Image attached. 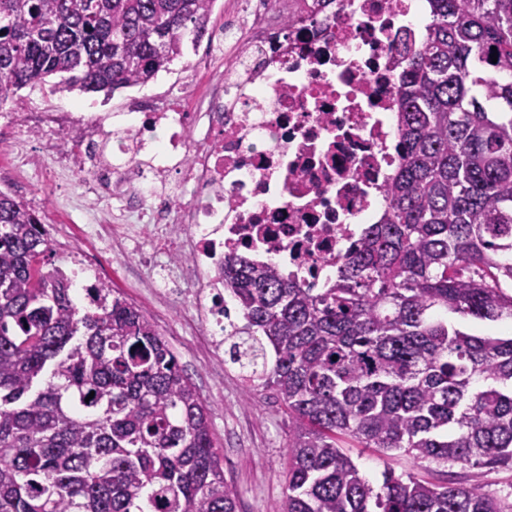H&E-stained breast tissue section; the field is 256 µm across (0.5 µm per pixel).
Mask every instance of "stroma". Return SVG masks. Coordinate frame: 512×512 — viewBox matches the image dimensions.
<instances>
[{
  "mask_svg": "<svg viewBox=\"0 0 512 512\" xmlns=\"http://www.w3.org/2000/svg\"><path fill=\"white\" fill-rule=\"evenodd\" d=\"M224 0H217L210 14L207 37L184 46V55L172 64L171 73H159L146 89L167 94L171 78H187L188 61L209 51L211 34L224 22ZM132 94L123 88L112 95L101 93L53 95L46 91L22 89L25 102L56 106L72 112H114L125 109ZM5 193L39 212L46 220L55 219L60 204H80L81 187L68 176L57 178L48 186L34 184L23 172L13 179L0 180ZM114 295L140 307L153 321L158 332L174 352L184 374L194 383L209 412L210 432L223 455L225 482L236 492L238 512H284L288 473V414L273 389L247 387L238 370L225 360L206 336L190 325L188 299L159 302L137 288L138 267L133 259L113 262L101 257ZM349 454L361 472L380 484L385 469L395 474L431 476V469L399 453L381 454L366 448L350 449Z\"/></svg>",
  "mask_w": 512,
  "mask_h": 512,
  "instance_id": "35a3bbf8",
  "label": "stroma"
}]
</instances>
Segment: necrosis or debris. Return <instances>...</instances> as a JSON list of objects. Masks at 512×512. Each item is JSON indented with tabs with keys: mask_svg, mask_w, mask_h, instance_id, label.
<instances>
[{
	"mask_svg": "<svg viewBox=\"0 0 512 512\" xmlns=\"http://www.w3.org/2000/svg\"><path fill=\"white\" fill-rule=\"evenodd\" d=\"M286 0L228 14L197 74L121 112L11 113L0 145L44 184L75 177L92 224L81 239L142 262L141 284L193 306L224 338V257L240 254L316 288L336 275L390 207L400 69L394 46L419 40L426 0H333L288 19ZM251 40L233 65L224 51ZM41 139L42 154L15 146ZM55 159L42 163L43 154Z\"/></svg>",
	"mask_w": 512,
	"mask_h": 512,
	"instance_id": "necrosis-or-debris-1",
	"label": "necrosis or debris"
}]
</instances>
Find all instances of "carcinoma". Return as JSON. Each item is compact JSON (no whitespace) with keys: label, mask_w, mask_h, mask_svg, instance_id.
<instances>
[{"label":"carcinoma","mask_w":512,"mask_h":512,"mask_svg":"<svg viewBox=\"0 0 512 512\" xmlns=\"http://www.w3.org/2000/svg\"><path fill=\"white\" fill-rule=\"evenodd\" d=\"M210 2L0 0V107L36 84L144 85ZM397 52L389 210L326 288L224 258V342L288 411L284 512H512L511 492L456 480L376 486L342 449L512 470V336L459 325L512 320V0H428ZM38 224L0 192V512H238L154 323L110 288L79 308Z\"/></svg>","instance_id":"obj_1"}]
</instances>
